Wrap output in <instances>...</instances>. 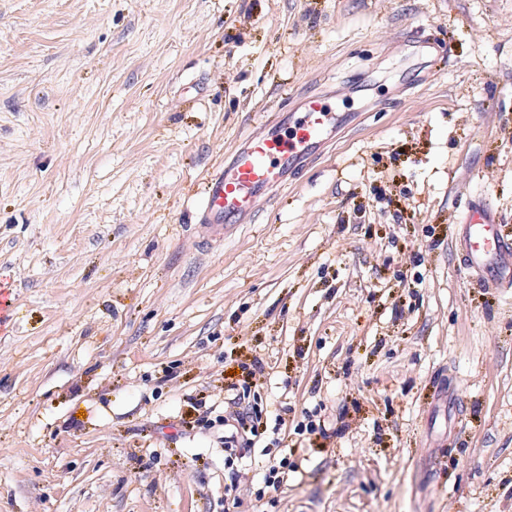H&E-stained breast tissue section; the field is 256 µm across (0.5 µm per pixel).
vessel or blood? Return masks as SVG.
I'll return each mask as SVG.
<instances>
[{
  "instance_id": "1",
  "label": "vessel or blood",
  "mask_w": 512,
  "mask_h": 512,
  "mask_svg": "<svg viewBox=\"0 0 512 512\" xmlns=\"http://www.w3.org/2000/svg\"><path fill=\"white\" fill-rule=\"evenodd\" d=\"M346 116L328 98L307 94L299 111L285 115L288 135L250 136L205 179L199 221L221 239L250 223L260 203L287 188L294 171L311 163L342 129ZM461 246L486 287L512 282V237L500 232L489 205L469 210Z\"/></svg>"
}]
</instances>
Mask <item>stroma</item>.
I'll return each mask as SVG.
<instances>
[{
    "mask_svg": "<svg viewBox=\"0 0 512 512\" xmlns=\"http://www.w3.org/2000/svg\"><path fill=\"white\" fill-rule=\"evenodd\" d=\"M312 91L349 127L205 243ZM479 200L512 235V0H0V512H512Z\"/></svg>",
    "mask_w": 512,
    "mask_h": 512,
    "instance_id": "obj_1",
    "label": "stroma"
}]
</instances>
